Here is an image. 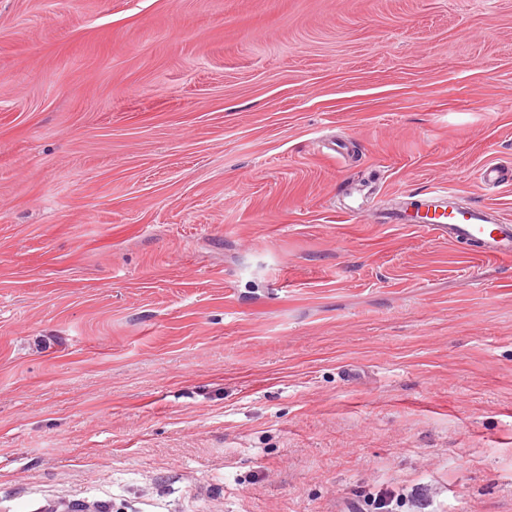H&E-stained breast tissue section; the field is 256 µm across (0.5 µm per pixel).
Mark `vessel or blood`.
Returning <instances> with one entry per match:
<instances>
[{"label": "vessel or blood", "mask_w": 512, "mask_h": 512, "mask_svg": "<svg viewBox=\"0 0 512 512\" xmlns=\"http://www.w3.org/2000/svg\"><path fill=\"white\" fill-rule=\"evenodd\" d=\"M447 197V192L435 191L421 198L426 227L450 240L473 244L474 253L479 257H512L511 224H493L479 207H450Z\"/></svg>", "instance_id": "obj_1"}]
</instances>
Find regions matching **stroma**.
<instances>
[{
  "instance_id": "1",
  "label": "stroma",
  "mask_w": 512,
  "mask_h": 512,
  "mask_svg": "<svg viewBox=\"0 0 512 512\" xmlns=\"http://www.w3.org/2000/svg\"><path fill=\"white\" fill-rule=\"evenodd\" d=\"M488 163L512 0H0V512H512ZM430 196L415 199L421 203L425 215L421 217L424 227L436 231L441 236L460 242L473 244V253L481 258L512 257V225L494 224L488 214L479 207L456 208L449 200L453 190L431 191ZM451 210L448 211V208ZM492 224L493 228L489 226Z\"/></svg>"
}]
</instances>
